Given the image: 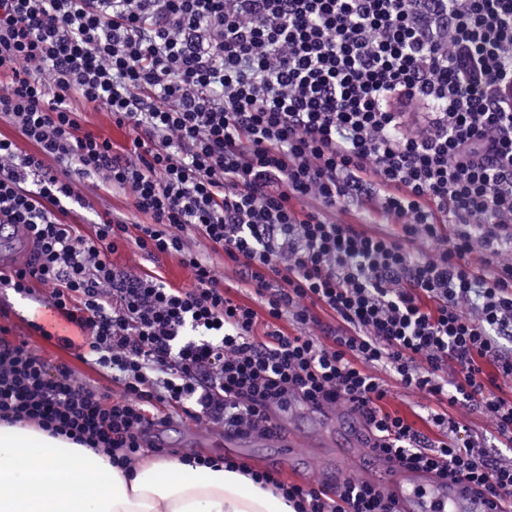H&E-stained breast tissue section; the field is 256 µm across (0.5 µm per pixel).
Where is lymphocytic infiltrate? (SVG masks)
Returning <instances> with one entry per match:
<instances>
[{
  "label": "lymphocytic infiltrate",
  "instance_id": "1",
  "mask_svg": "<svg viewBox=\"0 0 512 512\" xmlns=\"http://www.w3.org/2000/svg\"><path fill=\"white\" fill-rule=\"evenodd\" d=\"M2 73L0 119L36 151L18 156L0 137V224L31 246L0 288L48 287L82 339L58 344L123 395L44 359L33 341L49 334L35 324L0 336L1 422L125 471L166 456L152 432L171 412L256 430L301 397L358 414L373 453L465 478L512 512V461L447 413L428 412L432 438L384 408L391 376L479 408L512 443V356L499 353L512 335V0H0ZM80 101L131 133L126 153L84 127ZM88 174L129 196L136 226L109 211L88 235L65 222L70 204L90 206L74 191ZM349 203L399 232L337 221ZM418 234L435 256L410 255ZM129 243L178 257L192 285L114 268ZM478 245L493 271L469 262ZM472 298L470 315L460 304ZM180 461L241 471L294 512H397L367 482Z\"/></svg>",
  "mask_w": 512,
  "mask_h": 512
}]
</instances>
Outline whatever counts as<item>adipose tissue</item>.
Instances as JSON below:
<instances>
[{"label": "adipose tissue", "instance_id": "adipose-tissue-1", "mask_svg": "<svg viewBox=\"0 0 512 512\" xmlns=\"http://www.w3.org/2000/svg\"><path fill=\"white\" fill-rule=\"evenodd\" d=\"M0 512H293L271 489L224 466L166 460L114 468L63 437L0 424Z\"/></svg>", "mask_w": 512, "mask_h": 512}]
</instances>
